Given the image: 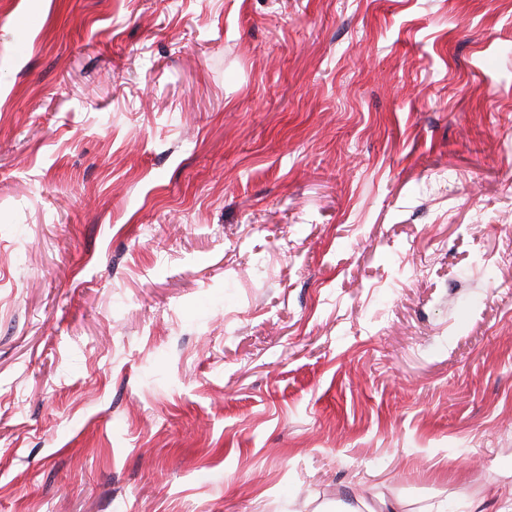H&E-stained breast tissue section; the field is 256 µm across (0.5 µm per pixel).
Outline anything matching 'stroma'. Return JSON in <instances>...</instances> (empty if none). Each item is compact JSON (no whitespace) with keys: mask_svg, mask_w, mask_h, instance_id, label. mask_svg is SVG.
Masks as SVG:
<instances>
[{"mask_svg":"<svg viewBox=\"0 0 512 512\" xmlns=\"http://www.w3.org/2000/svg\"><path fill=\"white\" fill-rule=\"evenodd\" d=\"M512 512V0H0V512Z\"/></svg>","mask_w":512,"mask_h":512,"instance_id":"35a3bbf8","label":"stroma"}]
</instances>
